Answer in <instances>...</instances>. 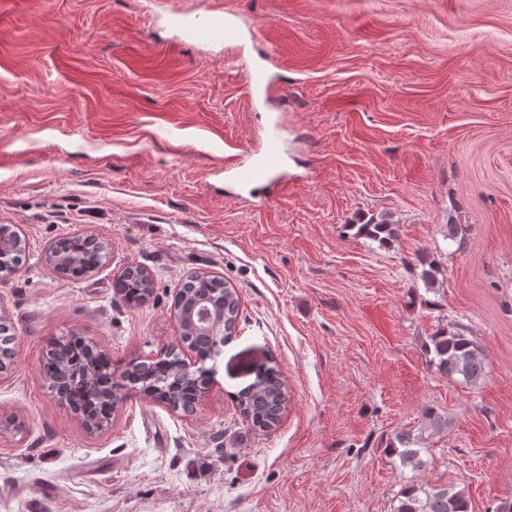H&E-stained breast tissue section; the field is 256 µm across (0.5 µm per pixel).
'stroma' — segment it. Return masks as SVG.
Here are the masks:
<instances>
[{"label": "stroma", "instance_id": "35a3bbf8", "mask_svg": "<svg viewBox=\"0 0 512 512\" xmlns=\"http://www.w3.org/2000/svg\"><path fill=\"white\" fill-rule=\"evenodd\" d=\"M172 8L234 11L258 40L240 58L176 43ZM254 65L284 76L286 106L249 92ZM275 121L273 197L223 167L259 158ZM381 216L392 246L345 230ZM1 224L25 251L0 278V419L23 425L0 433V512H390L412 478L465 489L473 512L512 500V0H7ZM88 231L107 263L55 274L49 246ZM132 264L153 281L140 306L112 288ZM194 273L240 296L196 411L135 396L87 433L43 377L47 347L94 340L118 371L156 356ZM445 326L481 348L479 383L426 364ZM271 358L290 400L258 432L236 396ZM402 431L421 470L385 448Z\"/></svg>", "mask_w": 512, "mask_h": 512}]
</instances>
